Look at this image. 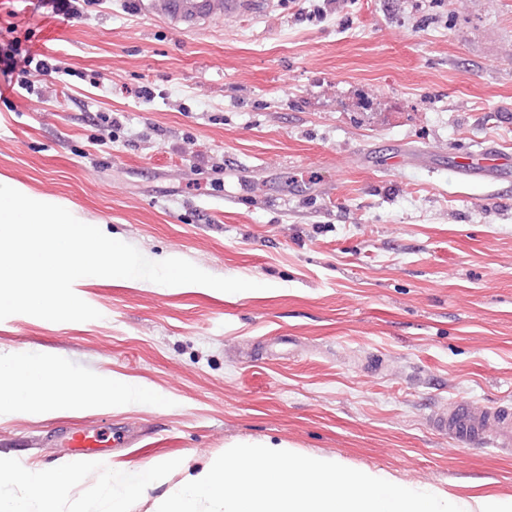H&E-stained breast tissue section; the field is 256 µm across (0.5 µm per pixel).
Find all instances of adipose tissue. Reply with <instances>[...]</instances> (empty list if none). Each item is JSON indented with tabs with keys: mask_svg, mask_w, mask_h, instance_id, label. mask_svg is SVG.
I'll return each mask as SVG.
<instances>
[{
	"mask_svg": "<svg viewBox=\"0 0 512 512\" xmlns=\"http://www.w3.org/2000/svg\"><path fill=\"white\" fill-rule=\"evenodd\" d=\"M156 401L152 392L136 383L124 379L105 383L89 376L76 378L40 359L17 356L0 364L1 410H117ZM168 470L165 464L140 468L127 472L119 481L103 485L97 492L105 503L103 512H127L130 497L165 483Z\"/></svg>",
	"mask_w": 512,
	"mask_h": 512,
	"instance_id": "obj_1",
	"label": "adipose tissue"
}]
</instances>
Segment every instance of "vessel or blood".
Masks as SVG:
<instances>
[{
    "label": "vessel or blood",
    "mask_w": 512,
    "mask_h": 512,
    "mask_svg": "<svg viewBox=\"0 0 512 512\" xmlns=\"http://www.w3.org/2000/svg\"><path fill=\"white\" fill-rule=\"evenodd\" d=\"M155 6L168 17L185 23L249 11L247 0H155ZM455 164L470 175H486L500 182L512 179V154L495 147L465 152L457 156ZM431 426L458 446L512 453V408L460 401L432 417Z\"/></svg>",
    "instance_id": "1"
}]
</instances>
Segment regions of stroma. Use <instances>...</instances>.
I'll return each mask as SVG.
<instances>
[{"instance_id": "obj_1", "label": "stroma", "mask_w": 512, "mask_h": 512, "mask_svg": "<svg viewBox=\"0 0 512 512\" xmlns=\"http://www.w3.org/2000/svg\"><path fill=\"white\" fill-rule=\"evenodd\" d=\"M0 0L5 61L60 65L0 97V175L148 259L256 290L85 277L98 319L0 320V361L144 384L159 404L0 411L18 473L84 488L269 441L451 500L512 499V456L430 427L512 405V181L454 158L512 151V0H274L173 21L151 0ZM117 114L121 125L104 123ZM121 429L91 455L66 433Z\"/></svg>"}]
</instances>
